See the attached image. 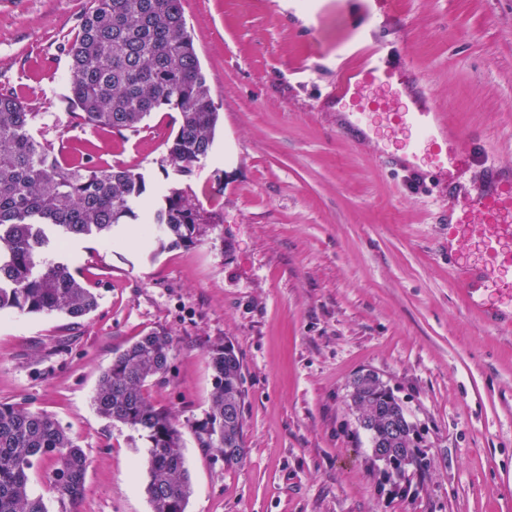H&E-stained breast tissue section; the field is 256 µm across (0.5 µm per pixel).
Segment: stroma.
<instances>
[{
	"label": "stroma",
	"instance_id": "obj_1",
	"mask_svg": "<svg viewBox=\"0 0 512 512\" xmlns=\"http://www.w3.org/2000/svg\"><path fill=\"white\" fill-rule=\"evenodd\" d=\"M86 0H0V87L34 103L38 134L149 186H191L218 221L196 244L153 253L77 238L62 261L99 296L85 319L0 316V401L54 415L90 460L79 512H150L138 436L92 396L117 352L153 328L178 350L146 394L182 427L187 512H512V334L481 325L448 276V203L408 191L374 144H352L329 94L362 40L409 52L442 113L485 162L512 167V0H185L219 108L194 176L164 172L177 130L69 120L68 39ZM245 368L247 459L224 469L190 425L212 392L207 349ZM376 373L421 436L425 471L386 480L351 403Z\"/></svg>",
	"mask_w": 512,
	"mask_h": 512
}]
</instances>
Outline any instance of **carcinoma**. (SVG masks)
<instances>
[{
	"instance_id": "1",
	"label": "carcinoma",
	"mask_w": 512,
	"mask_h": 512,
	"mask_svg": "<svg viewBox=\"0 0 512 512\" xmlns=\"http://www.w3.org/2000/svg\"><path fill=\"white\" fill-rule=\"evenodd\" d=\"M70 58L69 116L89 129L138 132L154 112L174 111L177 131L163 163L191 176L211 153L219 112L202 72L184 0H88ZM38 113L9 89L0 90V315L61 314L82 319L98 306L78 271L52 256L67 239L96 237L114 244L112 232L139 222L143 237L159 248L191 246L215 215L190 187L159 186L145 197V175L130 166L91 163L39 137ZM176 338L154 328L112 359L101 375L93 405L110 422L143 440L145 492L151 512H187L192 495L183 435L174 416L145 392L165 377ZM209 411L192 426L200 447L231 469L247 458L244 436V364L234 345L212 342ZM352 406L366 432L373 460L395 482L409 467L427 468L415 430L393 392L373 372L352 383ZM53 462L44 492L32 477ZM89 459L51 414L25 403L0 402V512H77Z\"/></svg>"
}]
</instances>
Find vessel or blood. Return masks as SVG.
<instances>
[{
    "label": "vessel or blood",
    "instance_id": "b4317fda",
    "mask_svg": "<svg viewBox=\"0 0 512 512\" xmlns=\"http://www.w3.org/2000/svg\"><path fill=\"white\" fill-rule=\"evenodd\" d=\"M378 43L360 69L342 72L332 95L350 109V125L364 142L381 145L408 168L407 188L427 187L433 176L460 173L474 159L472 146L458 132L438 126L434 113L410 110L406 99L424 95L425 81L409 69L396 87ZM487 188L469 192L448 185V267L469 308L481 321L512 330V169L488 168Z\"/></svg>",
    "mask_w": 512,
    "mask_h": 512
}]
</instances>
